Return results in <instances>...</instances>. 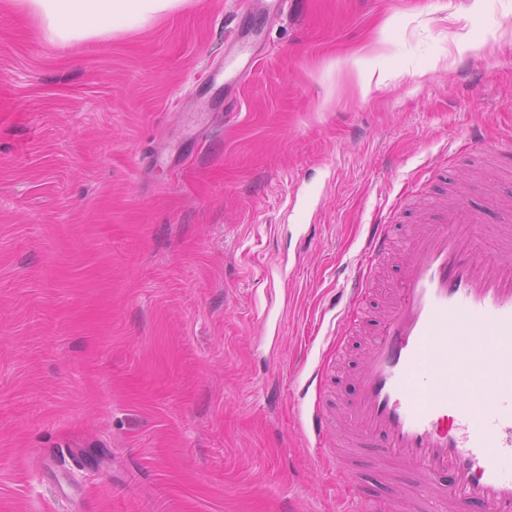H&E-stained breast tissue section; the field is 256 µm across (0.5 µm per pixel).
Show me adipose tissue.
<instances>
[{
	"label": "adipose tissue",
	"mask_w": 512,
	"mask_h": 512,
	"mask_svg": "<svg viewBox=\"0 0 512 512\" xmlns=\"http://www.w3.org/2000/svg\"><path fill=\"white\" fill-rule=\"evenodd\" d=\"M40 22L46 40L67 44L108 39L142 28L182 0H19Z\"/></svg>",
	"instance_id": "ef3b65f1"
}]
</instances>
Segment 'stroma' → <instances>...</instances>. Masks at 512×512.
I'll return each mask as SVG.
<instances>
[{"label":"stroma","mask_w":512,"mask_h":512,"mask_svg":"<svg viewBox=\"0 0 512 512\" xmlns=\"http://www.w3.org/2000/svg\"><path fill=\"white\" fill-rule=\"evenodd\" d=\"M245 3L63 50L0 0V512H347L294 403L368 225L512 205V0ZM344 331L338 409L366 342ZM359 469L399 512L424 492Z\"/></svg>","instance_id":"1"}]
</instances>
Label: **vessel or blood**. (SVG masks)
Segmentation results:
<instances>
[{"instance_id": "1", "label": "vessel or blood", "mask_w": 512, "mask_h": 512, "mask_svg": "<svg viewBox=\"0 0 512 512\" xmlns=\"http://www.w3.org/2000/svg\"><path fill=\"white\" fill-rule=\"evenodd\" d=\"M487 231L460 204L409 238L346 409L342 447L418 468L421 512H512V225L491 253L479 247ZM393 241L374 221L363 252L385 257ZM298 424L318 449L333 431L319 403Z\"/></svg>"}]
</instances>
